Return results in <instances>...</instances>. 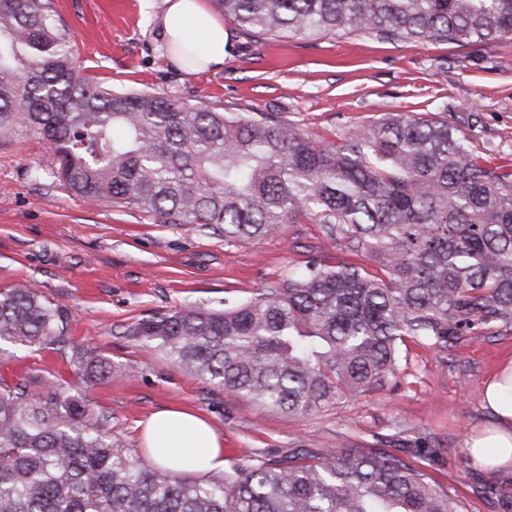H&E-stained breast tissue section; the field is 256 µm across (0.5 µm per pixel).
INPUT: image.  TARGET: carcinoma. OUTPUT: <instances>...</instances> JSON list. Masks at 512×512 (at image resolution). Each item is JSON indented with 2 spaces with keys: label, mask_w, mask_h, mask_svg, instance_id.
I'll return each mask as SVG.
<instances>
[{
  "label": "carcinoma",
  "mask_w": 512,
  "mask_h": 512,
  "mask_svg": "<svg viewBox=\"0 0 512 512\" xmlns=\"http://www.w3.org/2000/svg\"><path fill=\"white\" fill-rule=\"evenodd\" d=\"M256 42L364 32L458 45L512 36V0H217ZM52 0H0V145L45 141L50 178L85 201L224 239L310 221L355 256L312 257L224 311L185 306L129 326L148 352L286 418L382 384L406 340L446 351L512 332V174L429 114H394L336 145L279 112L230 113L82 73ZM69 313L0 290V344L65 342ZM82 379L122 368L73 348ZM0 512H464L421 465L387 451L252 454L208 478L143 462L112 413L41 377L0 385Z\"/></svg>",
  "instance_id": "carcinoma-1"
}]
</instances>
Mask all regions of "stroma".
<instances>
[{
	"label": "stroma",
	"instance_id": "1",
	"mask_svg": "<svg viewBox=\"0 0 512 512\" xmlns=\"http://www.w3.org/2000/svg\"><path fill=\"white\" fill-rule=\"evenodd\" d=\"M57 20L87 74L116 88L178 92L227 112H280L320 140L395 113L432 112L472 139L487 164L512 173V37L460 47L383 41L363 33L279 34L256 43L225 19L232 46L221 68L190 72L158 38L163 0H53ZM52 152L19 135L0 145V288L24 283L64 305L66 341L0 351V383L41 376L113 415L114 432L140 448V424L155 410L187 406L224 433V457L294 448L324 454L370 450L384 442L412 459L420 443L443 448L426 471L455 489L465 512H512V469L474 463L472 430L490 423L484 385L512 357V333L459 340L445 352L408 342L406 358L383 386L304 418L287 419L214 388L125 336L141 318L186 305L221 310L275 285L310 257L344 258L318 225L230 242L207 228L156 224L110 203L89 204L58 183L37 180ZM101 351L125 376L85 386L73 348Z\"/></svg>",
	"mask_w": 512,
	"mask_h": 512
}]
</instances>
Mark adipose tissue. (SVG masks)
Returning a JSON list of instances; mask_svg holds the SVG:
<instances>
[{
	"mask_svg": "<svg viewBox=\"0 0 512 512\" xmlns=\"http://www.w3.org/2000/svg\"><path fill=\"white\" fill-rule=\"evenodd\" d=\"M158 24L168 55L191 50L190 67L196 71L223 65L229 51L224 24L203 0H165ZM484 394L493 423L470 437V457L488 469H507L512 467V360L487 381ZM141 435L148 455L161 466L194 476L224 467V435L196 410H157L143 422Z\"/></svg>",
	"mask_w": 512,
	"mask_h": 512,
	"instance_id": "obj_1",
	"label": "adipose tissue"
}]
</instances>
